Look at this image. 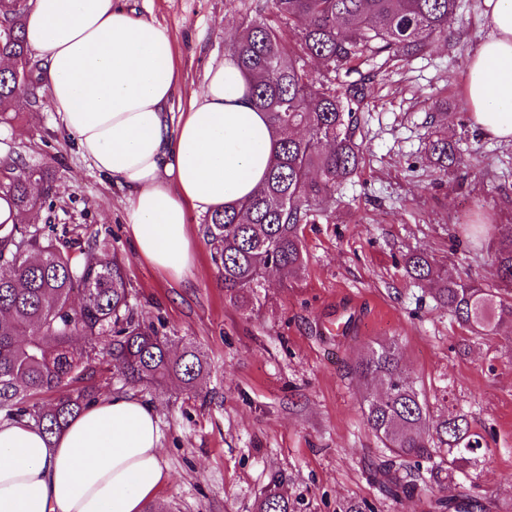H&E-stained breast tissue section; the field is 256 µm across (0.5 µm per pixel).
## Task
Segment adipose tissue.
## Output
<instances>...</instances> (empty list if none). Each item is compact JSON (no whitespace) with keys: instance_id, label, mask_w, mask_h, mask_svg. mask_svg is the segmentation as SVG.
<instances>
[{"instance_id":"obj_1","label":"adipose tissue","mask_w":512,"mask_h":512,"mask_svg":"<svg viewBox=\"0 0 512 512\" xmlns=\"http://www.w3.org/2000/svg\"><path fill=\"white\" fill-rule=\"evenodd\" d=\"M471 56L465 101L485 135L512 141V0H493ZM26 39L62 128L125 192L139 254L179 277L194 254L188 210L248 197L273 157L264 113L232 59L171 114L180 83L170 35L120 0H31ZM153 405L115 394L57 437L0 419V512H144L166 473Z\"/></svg>"}]
</instances>
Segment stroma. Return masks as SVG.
Segmentation results:
<instances>
[{
  "label": "stroma",
  "mask_w": 512,
  "mask_h": 512,
  "mask_svg": "<svg viewBox=\"0 0 512 512\" xmlns=\"http://www.w3.org/2000/svg\"><path fill=\"white\" fill-rule=\"evenodd\" d=\"M167 28L184 89L202 90L210 66L229 57V34L252 0H128ZM485 0H458L447 39L394 65L366 62L373 92L364 105V154L327 216L306 225L305 268L273 272L249 308L224 299L203 237L205 214L190 209L194 264L175 278L137 255L124 222V192L97 172L57 121L51 104L0 118V160L56 173L50 202L33 224L46 237L104 241L126 262L139 320L193 343L209 374L199 396L174 384L128 386L154 405L168 478L154 501L167 512H256L280 476L294 512H345L368 500L377 512H431L454 483L383 496L369 467L381 455L362 401L378 394L351 370L364 346L398 342L435 420L465 415L486 447L467 472L491 512H512V337L477 336L412 280L405 259L435 258L443 276L498 278L485 242L469 224H512V142L484 135L464 99L467 63L488 28ZM461 163L439 167L428 151L434 130Z\"/></svg>",
  "instance_id": "obj_1"
}]
</instances>
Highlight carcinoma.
Returning <instances> with one entry per match:
<instances>
[{"instance_id":"carcinoma-1","label":"carcinoma","mask_w":512,"mask_h":512,"mask_svg":"<svg viewBox=\"0 0 512 512\" xmlns=\"http://www.w3.org/2000/svg\"><path fill=\"white\" fill-rule=\"evenodd\" d=\"M30 0H0V114L41 107L39 61L24 38ZM456 0H253L229 51L248 80L253 106L266 115L275 141L270 169L248 198L209 212L202 231L235 306L259 301L267 269L304 267L302 225L314 224L334 201L337 188L359 169L363 148L357 115L370 95L364 82L336 90L331 74L356 72L370 56L398 61L448 37ZM321 69L313 71L308 61ZM428 150L441 167L457 162V148L434 132ZM43 165L0 161V200L10 220L0 222V413L27 420L48 436L97 402L94 363L108 357L121 386L180 384L195 395L208 374L205 354L134 316L124 259L102 258L99 244L59 246L40 229L22 223L39 198L53 193ZM493 258L500 285L442 277L435 261L411 253L406 267L419 281L437 280L436 299L470 331L497 335L512 328V225L495 226ZM353 371L383 392L363 400V415L388 455L377 467L391 496L409 495L422 480L420 463L434 440L447 445L448 474L483 448L462 415L434 421L396 343L369 345ZM60 393L38 405L29 397ZM435 512H489L480 496L461 488L437 497ZM257 512H293L277 481Z\"/></svg>"}]
</instances>
